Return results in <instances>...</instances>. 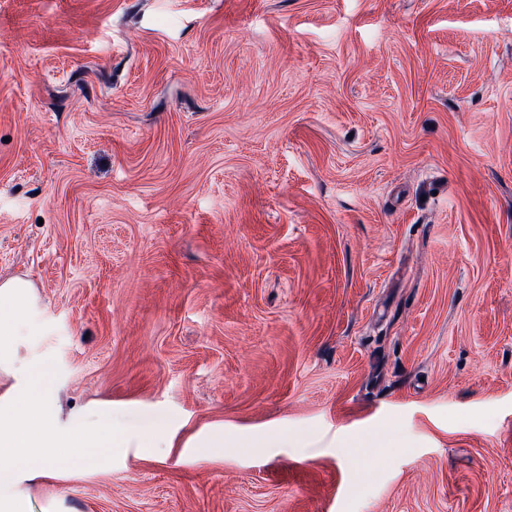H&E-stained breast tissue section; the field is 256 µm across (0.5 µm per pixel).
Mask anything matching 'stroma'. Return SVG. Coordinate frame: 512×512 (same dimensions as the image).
Listing matches in <instances>:
<instances>
[{
	"label": "stroma",
	"instance_id": "35a3bbf8",
	"mask_svg": "<svg viewBox=\"0 0 512 512\" xmlns=\"http://www.w3.org/2000/svg\"><path fill=\"white\" fill-rule=\"evenodd\" d=\"M12 277L27 512H512V0H0Z\"/></svg>",
	"mask_w": 512,
	"mask_h": 512
}]
</instances>
